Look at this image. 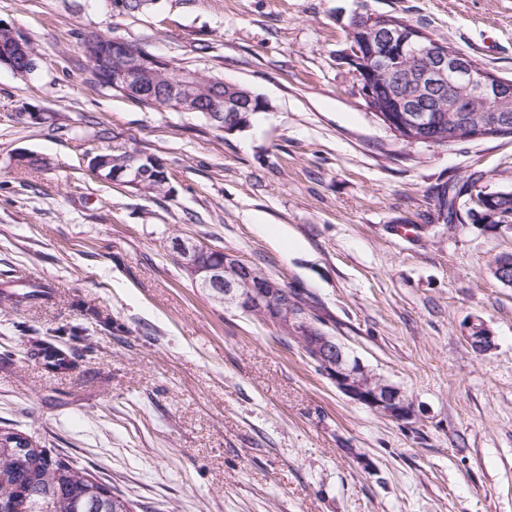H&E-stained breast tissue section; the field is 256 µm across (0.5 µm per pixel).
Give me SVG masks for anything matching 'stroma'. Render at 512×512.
I'll use <instances>...</instances> for the list:
<instances>
[{
  "mask_svg": "<svg viewBox=\"0 0 512 512\" xmlns=\"http://www.w3.org/2000/svg\"><path fill=\"white\" fill-rule=\"evenodd\" d=\"M358 11L418 22L512 79V0H0V26L38 57L30 74L0 68V289L49 291L0 306V428L78 460L135 512H512V285L493 273L512 230L440 212L473 173L512 190V135L396 139L346 60ZM92 34L267 108L227 133L145 106L94 75ZM122 147L164 164L162 192L89 172ZM23 151L43 166L17 165ZM177 238L307 295L410 419L355 403L297 337L194 287ZM474 324L493 338L482 354ZM61 328L91 351L53 375L26 349Z\"/></svg>",
  "mask_w": 512,
  "mask_h": 512,
  "instance_id": "stroma-1",
  "label": "stroma"
}]
</instances>
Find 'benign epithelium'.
<instances>
[{
  "mask_svg": "<svg viewBox=\"0 0 512 512\" xmlns=\"http://www.w3.org/2000/svg\"><path fill=\"white\" fill-rule=\"evenodd\" d=\"M364 23L375 36L358 47L352 46L348 60H357L372 79L382 81L390 72V61L403 57L416 65L420 84L437 94L444 92L451 97L449 111L469 112L479 102L483 111L489 113L488 127H507L501 113L512 109V82L467 66L460 51L448 47V43L434 38L427 31L413 26L381 24L378 14H354L351 29ZM10 46L15 56L28 61L35 57L30 44L10 32ZM117 49L116 57L122 65L120 81L126 92L135 94L150 103L174 112H201L214 120L222 112L231 113L221 129L234 132L250 124L254 110L267 107L266 100L255 98L252 92L237 83L224 82V91L208 98L198 91L199 72L183 69L176 80L159 84L153 58L144 51L130 54L128 44L121 40L112 42ZM143 156L133 150H125L114 158L103 153L91 159L92 171L98 175L111 169L109 178L114 182L128 181L131 185L144 187L151 181L152 171L142 165ZM175 251L182 267L188 270L196 284L206 289L226 305H236L244 313L255 315L263 322H269L281 332L297 336L306 354L318 365L342 393L350 399L365 405L384 416L403 421L411 415V406L400 390L384 380L369 374L360 363L348 356L344 347L335 343L334 338L322 331L305 313L288 308L282 298L279 281L268 278L258 282V288L249 293H240L241 275L247 271V264L233 252L224 253L219 264L208 260V247L177 241ZM467 341L476 353H482L491 346V336L480 327L473 326Z\"/></svg>",
  "mask_w": 512,
  "mask_h": 512,
  "instance_id": "obj_1",
  "label": "benign epithelium"
}]
</instances>
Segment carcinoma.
Wrapping results in <instances>:
<instances>
[{"mask_svg": "<svg viewBox=\"0 0 512 512\" xmlns=\"http://www.w3.org/2000/svg\"><path fill=\"white\" fill-rule=\"evenodd\" d=\"M88 62L95 64L102 75L111 74V38L97 36L94 42H85ZM401 68L402 78L397 82H383L380 95L383 99L418 100L426 97L411 70ZM435 111L432 134L437 144L448 145L468 142L486 135L482 131L485 113L479 109L471 112L448 111V94L427 96ZM480 177L469 175L464 185L473 189L483 205L480 209L482 224L501 223L500 214L512 213V191L485 193L476 189ZM27 359L48 372L64 373L77 366V356L72 348L60 346L56 340H40L26 352ZM26 436L12 430L0 429V512H132V504L120 493L100 501L91 494L105 484L95 479L77 461L41 449L20 458L16 449L22 447Z\"/></svg>", "mask_w": 512, "mask_h": 512, "instance_id": "carcinoma-1", "label": "carcinoma"}]
</instances>
